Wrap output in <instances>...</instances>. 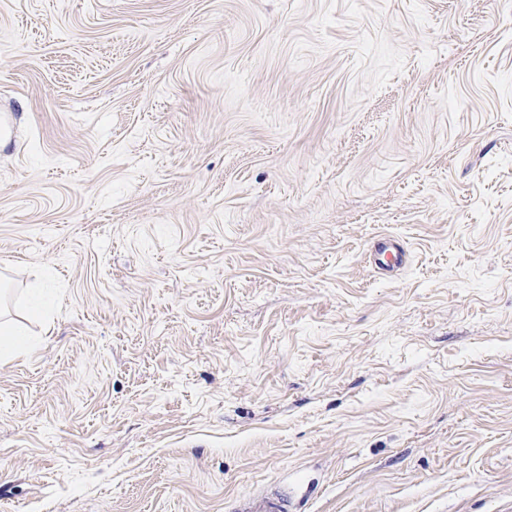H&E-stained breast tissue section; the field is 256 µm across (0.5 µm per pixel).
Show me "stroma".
<instances>
[{
	"mask_svg": "<svg viewBox=\"0 0 512 512\" xmlns=\"http://www.w3.org/2000/svg\"><path fill=\"white\" fill-rule=\"evenodd\" d=\"M0 117V512H512V0H0ZM372 255L386 256L385 264L380 262L378 263L388 269H393L394 267L398 268L403 264L405 252L397 245L391 236H383L378 239L377 243L374 245ZM1 334V356L3 357L4 352L6 354L18 355L20 353L28 351L32 342L29 338H19L14 336H27L19 329L11 326L4 325L1 323L0 327ZM288 499L280 495L254 496L244 500L239 512H288Z\"/></svg>",
	"mask_w": 512,
	"mask_h": 512,
	"instance_id": "stroma-1",
	"label": "stroma"
}]
</instances>
